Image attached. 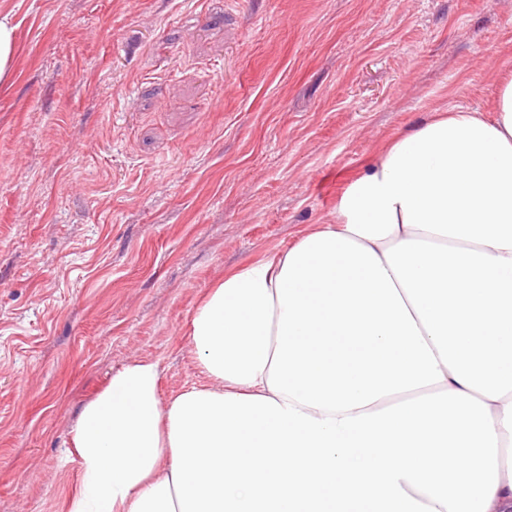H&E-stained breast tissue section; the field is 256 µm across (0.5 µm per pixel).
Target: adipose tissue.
<instances>
[{
  "label": "adipose tissue",
  "mask_w": 512,
  "mask_h": 512,
  "mask_svg": "<svg viewBox=\"0 0 512 512\" xmlns=\"http://www.w3.org/2000/svg\"><path fill=\"white\" fill-rule=\"evenodd\" d=\"M512 74L396 138L82 407L67 512H512Z\"/></svg>",
  "instance_id": "ef3b65f1"
}]
</instances>
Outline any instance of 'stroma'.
I'll return each instance as SVG.
<instances>
[{
  "mask_svg": "<svg viewBox=\"0 0 512 512\" xmlns=\"http://www.w3.org/2000/svg\"><path fill=\"white\" fill-rule=\"evenodd\" d=\"M0 512H61L83 404L129 359L169 398L224 272L330 218L399 134L487 107L512 0H6ZM12 14L0 8V87L11 85L16 74L17 26Z\"/></svg>",
  "mask_w": 512,
  "mask_h": 512,
  "instance_id": "stroma-1",
  "label": "stroma"
}]
</instances>
